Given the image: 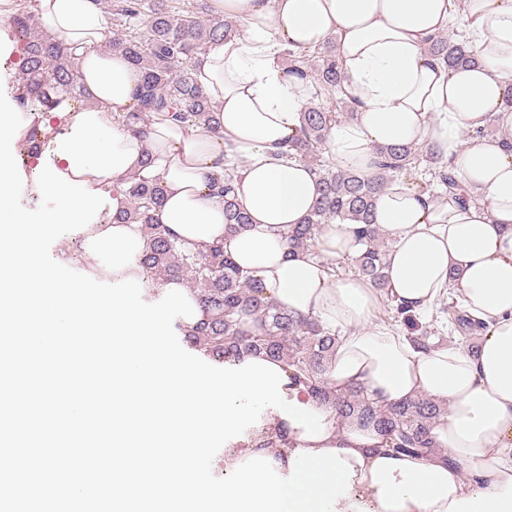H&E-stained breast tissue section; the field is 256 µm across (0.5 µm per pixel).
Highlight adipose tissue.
<instances>
[{
  "mask_svg": "<svg viewBox=\"0 0 512 512\" xmlns=\"http://www.w3.org/2000/svg\"><path fill=\"white\" fill-rule=\"evenodd\" d=\"M242 34L217 43L194 75L215 105L224 135L153 121L148 137L122 131L113 114L132 111L141 74L103 48L105 16L94 0H36L41 29L73 47L84 104L54 140L53 165L88 189L108 192L118 210L130 174L160 178L158 220L191 244L223 243L267 297L337 330L330 368L336 390L367 387L386 404L423 395L447 413L433 431L435 455L381 448L358 421L327 418L322 439L296 447L345 449L349 498L339 512H512V147L483 135L488 123L512 131L505 74L512 73V0H216ZM462 34L476 66L451 69L428 50L440 34ZM335 40L354 118L333 126L338 169L372 175L376 149L426 142L454 167L471 196L463 203L404 185L382 190L374 222L394 241L388 292L421 314L448 292L485 324L472 349L415 347L378 321V294L359 277L336 278L331 261L355 255L352 227L324 225L315 251L289 250L284 232L302 223L318 179L290 158L288 143L308 105V84L289 76L284 49ZM234 172L249 227L224 233V205L209 180ZM91 265L140 276L146 239L137 224L94 222ZM468 468H458V461Z\"/></svg>",
  "mask_w": 512,
  "mask_h": 512,
  "instance_id": "1",
  "label": "adipose tissue"
}]
</instances>
